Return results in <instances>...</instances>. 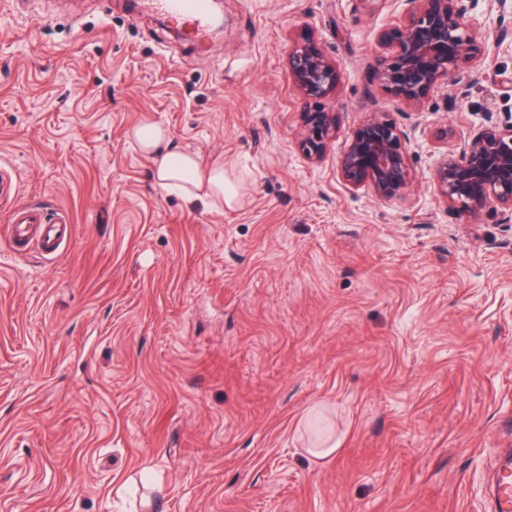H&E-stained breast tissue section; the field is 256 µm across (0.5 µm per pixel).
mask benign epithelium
Listing matches in <instances>:
<instances>
[{
    "label": "benign epithelium",
    "instance_id": "obj_1",
    "mask_svg": "<svg viewBox=\"0 0 512 512\" xmlns=\"http://www.w3.org/2000/svg\"><path fill=\"white\" fill-rule=\"evenodd\" d=\"M402 24L379 34L387 49L373 79L400 103L407 117L466 68L482 64L478 26L467 17L468 0H405ZM288 74L309 109L300 113L299 148L322 159L343 125L342 112L328 104L341 78L340 64L312 30L299 33L288 54ZM446 145L434 187L448 209L477 213L495 206L512 214V120H489L474 132L443 131ZM409 131L387 112H371L352 132L338 158L337 175L348 192L369 191L379 200L400 198L411 184Z\"/></svg>",
    "mask_w": 512,
    "mask_h": 512
}]
</instances>
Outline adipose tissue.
I'll use <instances>...</instances> for the list:
<instances>
[{
  "label": "adipose tissue",
  "mask_w": 512,
  "mask_h": 512,
  "mask_svg": "<svg viewBox=\"0 0 512 512\" xmlns=\"http://www.w3.org/2000/svg\"><path fill=\"white\" fill-rule=\"evenodd\" d=\"M132 137L139 150L151 157L155 181L161 188L177 189L191 201L207 200L229 208L238 205V187L227 176L223 161L205 162L174 148L156 123L137 126Z\"/></svg>",
  "instance_id": "ef3b65f1"
}]
</instances>
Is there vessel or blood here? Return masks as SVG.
<instances>
[{
    "label": "vessel or blood",
    "instance_id": "b4317fda",
    "mask_svg": "<svg viewBox=\"0 0 512 512\" xmlns=\"http://www.w3.org/2000/svg\"><path fill=\"white\" fill-rule=\"evenodd\" d=\"M146 9L181 21L185 37L194 39L203 35L210 25L207 0H142ZM10 248L21 256L39 251L43 256H56L70 235L65 219H50L43 209L18 208L10 217ZM495 512H512V456L499 471L496 484Z\"/></svg>",
    "mask_w": 512,
    "mask_h": 512
}]
</instances>
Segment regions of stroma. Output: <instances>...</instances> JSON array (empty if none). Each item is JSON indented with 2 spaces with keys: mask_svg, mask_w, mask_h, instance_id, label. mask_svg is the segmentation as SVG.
Wrapping results in <instances>:
<instances>
[{
  "mask_svg": "<svg viewBox=\"0 0 512 512\" xmlns=\"http://www.w3.org/2000/svg\"><path fill=\"white\" fill-rule=\"evenodd\" d=\"M495 2L470 0L482 73L413 114L412 186L380 201L336 162L391 105L371 76L403 0H224L223 35L195 42L132 0H0V512H491L512 218L449 211L433 174L440 130L512 114ZM305 26L341 65L319 163L288 75ZM144 122L223 160L241 204L161 190ZM27 205L68 217L59 255L10 252Z\"/></svg>",
  "mask_w": 512,
  "mask_h": 512,
  "instance_id": "1",
  "label": "stroma"
}]
</instances>
